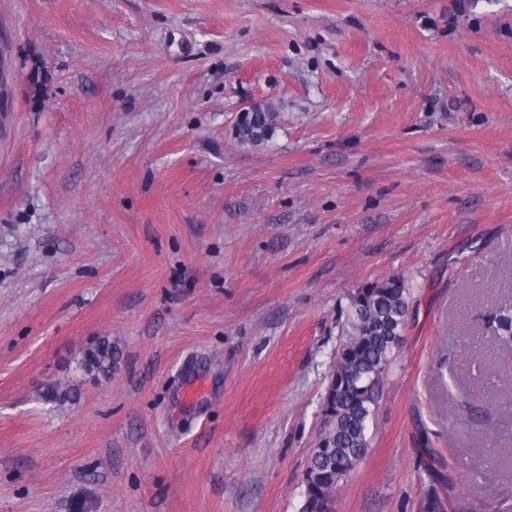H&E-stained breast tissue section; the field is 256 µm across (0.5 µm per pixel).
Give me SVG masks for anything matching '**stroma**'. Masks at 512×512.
I'll use <instances>...</instances> for the list:
<instances>
[{
	"label": "stroma",
	"mask_w": 512,
	"mask_h": 512,
	"mask_svg": "<svg viewBox=\"0 0 512 512\" xmlns=\"http://www.w3.org/2000/svg\"><path fill=\"white\" fill-rule=\"evenodd\" d=\"M0 51V512H298L349 294L397 273L335 512H420L432 456L512 500V0H0ZM276 131V112L272 105L257 106L242 112L235 126V134L243 145L268 143L273 140ZM79 355L80 369L95 379L110 378L120 369L123 356L121 348L108 338L83 348Z\"/></svg>",
	"instance_id": "stroma-1"
}]
</instances>
